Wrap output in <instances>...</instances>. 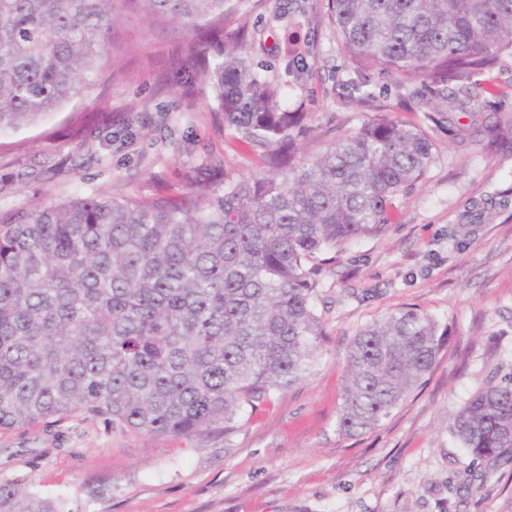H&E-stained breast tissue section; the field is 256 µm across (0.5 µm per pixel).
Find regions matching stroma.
I'll use <instances>...</instances> for the list:
<instances>
[{
    "label": "stroma",
    "instance_id": "obj_1",
    "mask_svg": "<svg viewBox=\"0 0 512 512\" xmlns=\"http://www.w3.org/2000/svg\"><path fill=\"white\" fill-rule=\"evenodd\" d=\"M225 34L264 30L266 78L306 115L297 154L324 152L383 113L422 127L433 161L398 196L382 235L342 248L321 285L326 336L312 371L247 411L230 434L148 436L75 414L56 430L0 432V482L36 487L66 512H512V463L474 461L451 433L454 411L512 373V156L487 150L454 90L433 99L459 136L426 116L427 89L373 67V97L340 86L351 64L327 0H231ZM303 8L297 74L278 54L279 13ZM190 36L128 15L89 86L34 126L0 136V215L76 196L115 201L211 195L266 175L204 91L186 97L177 63ZM435 318L439 351L419 388L377 428L336 427L345 355L363 326L399 308ZM30 448L45 449L31 459Z\"/></svg>",
    "mask_w": 512,
    "mask_h": 512
}]
</instances>
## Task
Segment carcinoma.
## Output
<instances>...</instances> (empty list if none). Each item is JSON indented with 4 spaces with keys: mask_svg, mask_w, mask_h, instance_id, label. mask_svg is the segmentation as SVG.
I'll use <instances>...</instances> for the list:
<instances>
[{
    "mask_svg": "<svg viewBox=\"0 0 512 512\" xmlns=\"http://www.w3.org/2000/svg\"><path fill=\"white\" fill-rule=\"evenodd\" d=\"M229 0H0V132L32 125L85 86L126 10L198 36L182 61L224 112L265 148L267 175L211 196L198 187L151 201L74 197L0 218V431L75 413L149 436L224 432L247 409L305 377L324 336L323 255L382 234L394 199L425 175L433 143L377 115L295 161L305 114L288 110L246 46L220 42ZM290 11L283 55H302ZM351 64L343 89L369 100L364 71L401 85L452 83L481 108L508 96L493 77L512 55V0H328ZM479 93L472 94V89ZM484 146L512 156V119L484 118ZM437 325L413 309L362 327L347 356L337 431L379 425L430 371ZM477 459L512 461V375L490 380L452 415ZM0 512H62L0 483Z\"/></svg>",
    "mask_w": 512,
    "mask_h": 512,
    "instance_id": "obj_1",
    "label": "carcinoma"
}]
</instances>
